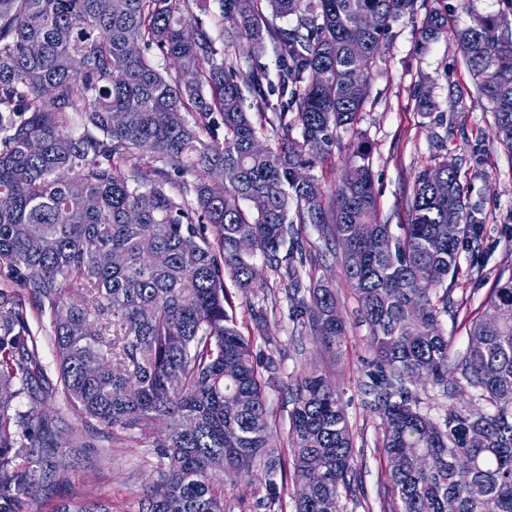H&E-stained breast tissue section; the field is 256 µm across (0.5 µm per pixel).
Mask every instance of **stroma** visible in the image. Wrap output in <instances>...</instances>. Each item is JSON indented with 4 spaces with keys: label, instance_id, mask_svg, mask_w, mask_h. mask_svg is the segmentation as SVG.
I'll list each match as a JSON object with an SVG mask.
<instances>
[{
    "label": "stroma",
    "instance_id": "obj_1",
    "mask_svg": "<svg viewBox=\"0 0 512 512\" xmlns=\"http://www.w3.org/2000/svg\"><path fill=\"white\" fill-rule=\"evenodd\" d=\"M500 9L498 0H472L461 9L460 0H417L414 17L392 22L390 33L370 71L369 96L357 128L343 131L332 144L327 160L317 171L326 189H334L345 168L348 146L363 133L371 149L382 222H404L415 175L443 158L455 159L471 203L485 218L480 249L460 243L457 271L447 282L454 302L443 319L452 355L463 353L468 327L480 316L499 276L512 274V151L494 139L493 118L462 62L454 41L446 36L422 40L421 21L433 10L447 12L449 24L463 27L473 16ZM430 84L443 124H435L419 111L415 92ZM301 235L316 261V276L336 291L347 321L338 348L329 350L288 318L276 277L260 268V287L245 293L232 280L224 286L231 298L228 309L239 330L249 337L257 357L272 359L274 372L265 374L264 394L275 423L273 446L288 448V388L301 375L315 371L326 377L346 407L354 434V458L361 467L362 492L344 501L345 512H391L393 496L386 479L387 460L381 448L379 418L366 406L364 383L369 330L357 315V302L339 261L321 231L304 225ZM266 306L270 326L257 332L253 310ZM43 377L36 394L46 397V417L58 419V453L46 456L50 472L42 492L23 501L20 512H50L52 505L86 495L111 502L114 512H138L140 500L155 473L156 453L151 440L115 439L77 422L62 401L51 400L58 385V368L51 342L40 352ZM264 476L253 471L224 482L225 512H294V478L274 506L262 505Z\"/></svg>",
    "mask_w": 512,
    "mask_h": 512
}]
</instances>
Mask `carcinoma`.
Here are the masks:
<instances>
[{
    "mask_svg": "<svg viewBox=\"0 0 512 512\" xmlns=\"http://www.w3.org/2000/svg\"><path fill=\"white\" fill-rule=\"evenodd\" d=\"M112 2L0 0V267L21 276L51 325L41 336L16 293L0 288V512H17L38 491L35 449L59 448L55 422L41 412L46 399L14 406L31 394L47 338L61 383L50 397L80 421L131 438L166 421L153 436L159 463L139 512H224L217 477L255 468L272 504L281 499L274 477L289 466L309 488L294 512H343L342 497L362 481L340 395L320 375L300 377L288 389L289 448L275 451L261 371L270 365L254 359L226 309L223 275L253 288L259 257L288 289L292 321L340 345L336 292L319 280L305 290L299 276L315 266L305 224L339 244L335 257L369 329L366 388L386 457L420 449L388 469L395 512H448L450 501L455 512H512V276L472 322L459 377L448 381L445 282L481 223L456 162L416 176L399 235L379 218L366 141L350 146L334 195L314 174L337 132L356 123L387 31L414 14L416 0H222L223 39L254 56L272 46L275 85L264 70L224 58L202 20L187 28L184 14L199 0ZM499 4L498 14L451 32L490 105L495 138L512 150V68L497 63L512 56V0ZM288 16L292 27L273 25ZM358 16L372 21L360 33ZM447 32L439 11L420 27L424 40ZM161 59L192 69L194 83L161 70ZM416 98L425 114L436 111L429 87ZM74 112L92 129L72 134ZM269 113L282 134L255 149ZM225 169L234 182L211 180ZM175 176L178 193L169 190ZM157 224L167 232L156 234ZM242 239L251 250H239ZM416 375L444 396L472 388L488 410L453 406L435 420L409 387ZM52 512L112 505L85 498Z\"/></svg>",
    "mask_w": 512,
    "mask_h": 512,
    "instance_id": "cac0c4a2",
    "label": "carcinoma"
}]
</instances>
